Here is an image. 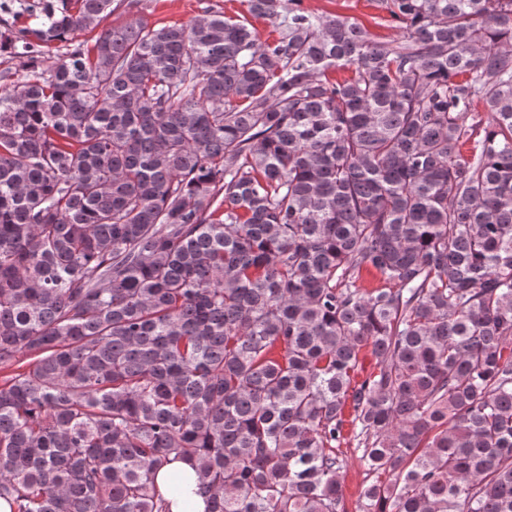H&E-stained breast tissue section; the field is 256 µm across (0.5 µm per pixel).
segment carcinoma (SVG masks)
Wrapping results in <instances>:
<instances>
[{
    "mask_svg": "<svg viewBox=\"0 0 512 512\" xmlns=\"http://www.w3.org/2000/svg\"><path fill=\"white\" fill-rule=\"evenodd\" d=\"M113 3L0 0V499L512 512V0ZM242 0H144L143 16L150 22L182 24L202 13L203 7L222 10L227 14L240 12ZM303 6L316 14L333 13L354 18L380 40H392L397 30L385 25L380 16L383 13L371 0H303ZM347 467L344 479V492L349 503L350 512H355V506L359 499L360 491L368 479L365 467L360 460L361 452L355 448L354 442L347 436L345 443L341 445ZM196 465L193 461L189 460H174L166 466L159 469L154 477V483L157 490L164 497L170 499V511L184 512V502L187 501L194 512H206L207 502L206 499L198 495L196 491ZM179 474L185 481V492L182 497L171 498L168 495V488L172 474Z\"/></svg>",
    "mask_w": 512,
    "mask_h": 512,
    "instance_id": "carcinoma-1",
    "label": "carcinoma"
}]
</instances>
